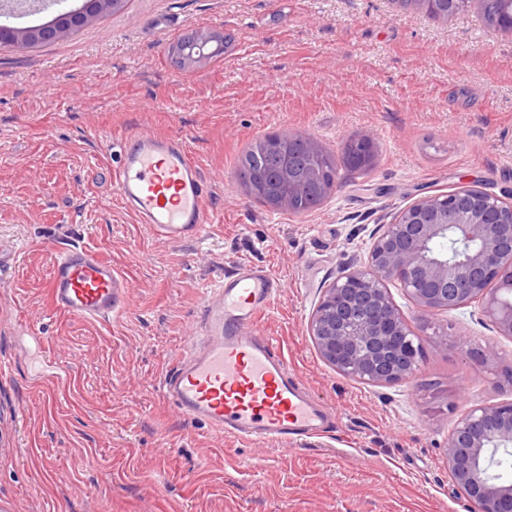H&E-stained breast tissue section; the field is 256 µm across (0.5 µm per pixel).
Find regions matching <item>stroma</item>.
<instances>
[{
    "label": "stroma",
    "instance_id": "obj_1",
    "mask_svg": "<svg viewBox=\"0 0 512 512\" xmlns=\"http://www.w3.org/2000/svg\"><path fill=\"white\" fill-rule=\"evenodd\" d=\"M223 33V57L178 68L170 46ZM131 131L183 134L215 221L168 242L113 184ZM305 133L373 169L339 168L317 208L245 191L243 151ZM471 186L512 202V32L478 7L441 24L394 0H126L33 48L0 49V512H473L443 448L469 408L512 398V340L477 305L425 328L416 380L344 378L307 331L320 297L367 259L371 235L420 197ZM95 247L123 274L109 320L51 309L54 257ZM237 263L283 287L263 328L330 414L326 433L257 446L184 420L159 390ZM495 344L480 364L440 332Z\"/></svg>",
    "mask_w": 512,
    "mask_h": 512
}]
</instances>
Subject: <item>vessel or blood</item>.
I'll use <instances>...</instances> for the list:
<instances>
[{
  "instance_id": "b4317fda",
  "label": "vessel or blood",
  "mask_w": 512,
  "mask_h": 512,
  "mask_svg": "<svg viewBox=\"0 0 512 512\" xmlns=\"http://www.w3.org/2000/svg\"><path fill=\"white\" fill-rule=\"evenodd\" d=\"M120 199L158 239L202 236L213 217L197 162L179 135H125L114 174ZM122 277L98 249L60 251L50 279L53 307L102 320L119 311ZM281 286L268 269L239 264L209 289L189 347L161 380V393L187 421L214 434L281 446L324 433L329 414L288 372L260 328Z\"/></svg>"
}]
</instances>
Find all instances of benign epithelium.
I'll return each mask as SVG.
<instances>
[{
  "label": "benign epithelium",
  "mask_w": 512,
  "mask_h": 512,
  "mask_svg": "<svg viewBox=\"0 0 512 512\" xmlns=\"http://www.w3.org/2000/svg\"><path fill=\"white\" fill-rule=\"evenodd\" d=\"M122 0H86L59 14L47 27L16 28L0 23V44H48L74 32ZM419 8L443 23L457 15L442 0H417ZM216 37L192 31L177 58L190 65L214 54ZM294 135H272L266 150L276 159L275 175L247 191L276 211L296 212L301 202L321 205L335 183L326 179L325 148L302 136L298 162ZM450 240L464 246L453 258L433 246ZM398 285L426 320L477 302L498 335L512 339V202L462 186L424 196L400 210L373 235L367 261L344 269L325 289L307 325L321 359L339 375L385 386L415 376L423 353L420 334L394 303L389 285ZM512 453V399L486 403L462 413L443 448L448 477L475 512H512V479L496 474L499 457Z\"/></svg>",
  "instance_id": "benign-epithelium-1"
}]
</instances>
